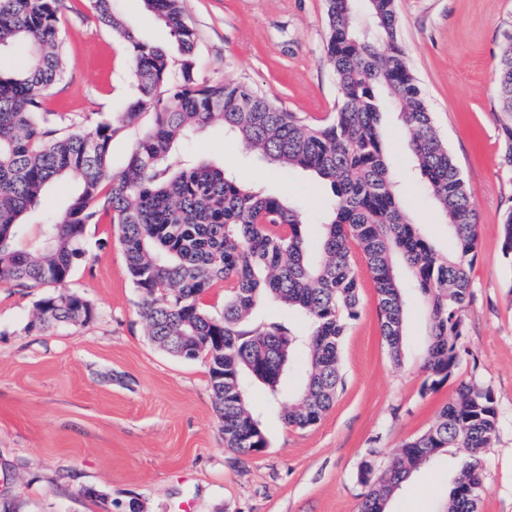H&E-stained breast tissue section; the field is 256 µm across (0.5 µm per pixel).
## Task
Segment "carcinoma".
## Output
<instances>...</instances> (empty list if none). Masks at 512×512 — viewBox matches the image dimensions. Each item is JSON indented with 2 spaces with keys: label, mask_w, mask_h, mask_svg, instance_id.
I'll return each instance as SVG.
<instances>
[{
  "label": "carcinoma",
  "mask_w": 512,
  "mask_h": 512,
  "mask_svg": "<svg viewBox=\"0 0 512 512\" xmlns=\"http://www.w3.org/2000/svg\"><path fill=\"white\" fill-rule=\"evenodd\" d=\"M143 2L170 28V47L139 40L114 13L112 0H90L98 22L130 54L136 94L122 121L152 115L124 170L114 173L112 118L63 133L62 116L43 105V90L63 75L65 0H0V49L24 55L16 76H0V284L53 289L38 295L40 311L28 332L94 318V306L79 311L81 295L60 288L84 260L87 226L110 218L142 297L147 335L179 358L206 360L226 446L251 454L268 440L246 399L249 380L276 396L287 367L303 360L304 384L282 414L300 429L319 422L336 400L343 338L359 315L355 243L372 275L391 360L398 364L403 356L407 306L396 272L402 266L431 320L424 360L430 388L448 380L459 359L479 236L466 182L398 41L395 0H367L362 14L355 0H327V58L342 97L333 116L318 125L242 84L200 82L183 0ZM497 92L502 111L511 113V47L500 59ZM387 105L399 109L414 169L450 228L445 252L419 234L390 174V148L380 131ZM216 123L262 160L313 171L329 185L318 259L308 257L299 209L236 179L222 164L184 159L183 143ZM502 137L500 163L511 168L512 123L502 125ZM58 181L74 184L64 214L43 219L38 238L29 242L26 220ZM218 282L224 283V309L215 315L202 298ZM266 301L301 312L306 331L273 316L257 318ZM179 336L192 337L190 350L168 342ZM497 431L491 392L459 381L434 423L407 441L388 469L377 472L370 458L361 463L360 512H385L412 473L446 453L455 460L447 512H479L484 452Z\"/></svg>",
  "instance_id": "obj_1"
}]
</instances>
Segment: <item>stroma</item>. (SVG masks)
I'll return each mask as SVG.
<instances>
[{"instance_id":"35a3bbf8","label":"stroma","mask_w":512,"mask_h":512,"mask_svg":"<svg viewBox=\"0 0 512 512\" xmlns=\"http://www.w3.org/2000/svg\"><path fill=\"white\" fill-rule=\"evenodd\" d=\"M138 37L168 46L172 35L142 0H114ZM399 39L410 68L468 184L479 233L452 379L426 385L430 319L407 272L408 315L401 363L379 329L374 282L355 255L359 317L341 346L343 388L314 426L286 425L281 408L303 384V365L279 395L261 384L247 397L269 444L243 456L228 449L205 360L176 358L148 338L125 254L109 221L89 225L86 259L66 284L96 309L86 324L31 335L36 290L0 285V512H359L365 458L385 468L425 431L458 381L488 389L498 434L485 451L480 512H512V265L502 223L512 212V169L500 164L498 63L512 35V0H396ZM326 0H184L198 38L200 80L242 82L298 119L319 124L341 100L327 62ZM64 74L44 91L64 131L91 115L119 116L136 89L123 44L94 18L89 0H70L60 19ZM192 158L224 164L242 181L314 217L327 188L310 171L279 170L248 154L222 125L199 130ZM420 233L447 250L449 230L420 187L404 149L392 157ZM453 468L440 457L411 476L386 512H446Z\"/></svg>"}]
</instances>
